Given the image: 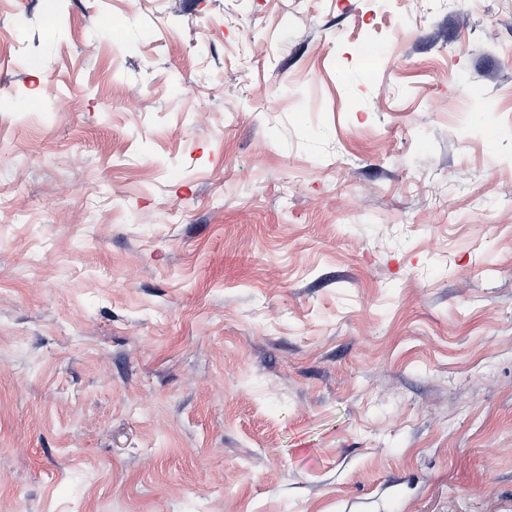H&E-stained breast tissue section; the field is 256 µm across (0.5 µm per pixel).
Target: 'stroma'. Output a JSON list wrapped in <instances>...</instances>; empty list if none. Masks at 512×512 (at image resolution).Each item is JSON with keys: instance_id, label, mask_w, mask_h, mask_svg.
<instances>
[{"instance_id": "obj_1", "label": "stroma", "mask_w": 512, "mask_h": 512, "mask_svg": "<svg viewBox=\"0 0 512 512\" xmlns=\"http://www.w3.org/2000/svg\"><path fill=\"white\" fill-rule=\"evenodd\" d=\"M186 2L0 0V512H512V0Z\"/></svg>"}]
</instances>
